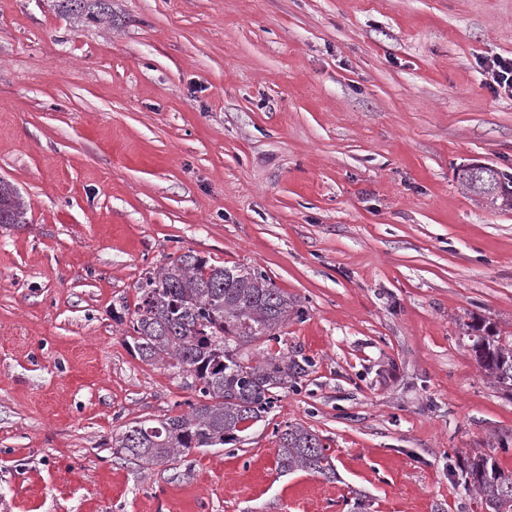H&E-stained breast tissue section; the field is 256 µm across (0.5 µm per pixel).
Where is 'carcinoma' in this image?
Returning a JSON list of instances; mask_svg holds the SVG:
<instances>
[{"label":"carcinoma","instance_id":"1","mask_svg":"<svg viewBox=\"0 0 512 512\" xmlns=\"http://www.w3.org/2000/svg\"><path fill=\"white\" fill-rule=\"evenodd\" d=\"M57 9L76 19L112 17L109 0H56ZM456 180L469 193L512 210V174L491 168L479 175L462 167ZM27 204L18 189L0 179V224L26 223ZM288 294L262 273L241 266L214 265L192 250L145 273L131 320L134 349L144 362L177 370L199 400L184 415L142 421L112 439L117 453L145 465L176 460L195 448H222L268 413L276 393L295 384L305 368L294 359L256 364L239 347L270 337L288 320ZM471 346L485 375L512 388V342H500L481 328ZM281 472L304 470L336 477L320 438L299 423L279 434ZM465 478L479 493L486 512H512V470L487 456L470 461Z\"/></svg>","mask_w":512,"mask_h":512}]
</instances>
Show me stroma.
I'll use <instances>...</instances> for the list:
<instances>
[{"mask_svg": "<svg viewBox=\"0 0 512 512\" xmlns=\"http://www.w3.org/2000/svg\"><path fill=\"white\" fill-rule=\"evenodd\" d=\"M512 0H112L85 24L0 0V512H483L469 458L512 470V392L470 350L512 341ZM194 250L292 306L251 361L303 362L240 442L117 454L195 395L128 343L145 273ZM336 480L280 473L278 430ZM490 71L492 83L489 87L498 95L504 93L512 96V59L493 60ZM456 180L469 193L499 201L501 208L512 210V174L491 168L480 175H474L465 167L456 171ZM27 204L18 189L0 179V224L26 223ZM278 437L276 461L280 472L304 470L328 480L336 477L332 458L325 453L320 438L302 424H289Z\"/></svg>", "mask_w": 512, "mask_h": 512, "instance_id": "1", "label": "stroma"}]
</instances>
